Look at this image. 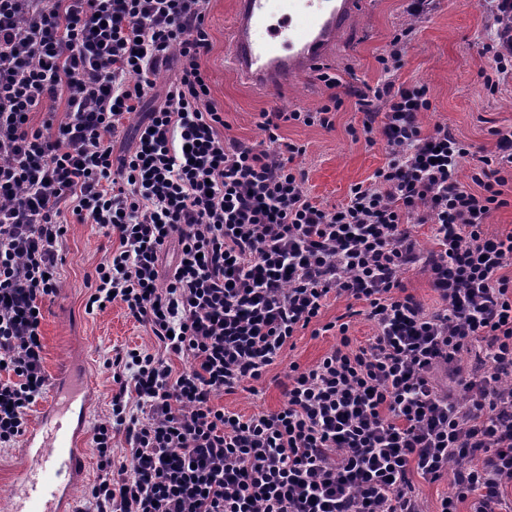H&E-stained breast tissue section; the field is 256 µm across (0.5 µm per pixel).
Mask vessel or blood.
Wrapping results in <instances>:
<instances>
[{
    "label": "vessel or blood",
    "mask_w": 512,
    "mask_h": 512,
    "mask_svg": "<svg viewBox=\"0 0 512 512\" xmlns=\"http://www.w3.org/2000/svg\"><path fill=\"white\" fill-rule=\"evenodd\" d=\"M369 6L368 0H234L225 64L264 95L328 67L338 32ZM78 365L66 367L31 426L25 447L36 466L24 470L7 499V512H61L85 459L77 447L86 413L71 417L59 407L63 393L86 394L76 380Z\"/></svg>",
    "instance_id": "obj_1"
}]
</instances>
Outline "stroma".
<instances>
[{
    "mask_svg": "<svg viewBox=\"0 0 512 512\" xmlns=\"http://www.w3.org/2000/svg\"><path fill=\"white\" fill-rule=\"evenodd\" d=\"M233 3L209 2L211 47L202 66L213 97L224 107L228 136L257 143L265 136L259 125L261 113L312 111L323 103L327 91L313 75L290 84L273 102L228 71L224 58ZM489 24L480 0H436L425 19L408 16L405 0H376L372 12L354 19V50H336L333 69L343 77L348 92L333 117L332 128L285 123L279 129L282 141L304 149L295 163L306 175L305 188L313 202L328 208L345 203L352 185L369 182L385 165L382 142L369 145L353 136L364 120L355 93L365 86H376L382 77L378 58L396 31L405 27L412 28L413 34L396 81L427 87L431 108L420 117L423 128L445 123L457 138L475 146L476 156L462 158L458 167L459 179L469 182L477 155H489L496 149L494 130L512 127V77L493 95L481 86L480 73L488 64L481 53V41ZM117 245L116 238L106 236L99 225L68 222L61 244L63 262L58 268L60 293L45 301L41 323L47 378H54L58 366L67 361L83 367L87 427L91 430L111 411L116 356L132 348L151 353L159 350L149 328L129 317L122 302L93 312L86 309L95 289V268ZM338 341L332 331L318 334L310 327L299 330L292 346L268 368L257 393L238 388L220 394L216 405L245 416L279 409L284 402L280 383L289 364L315 365Z\"/></svg>",
    "mask_w": 512,
    "mask_h": 512,
    "instance_id": "stroma-1",
    "label": "stroma"
}]
</instances>
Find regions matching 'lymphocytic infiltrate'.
<instances>
[{
    "label": "lymphocytic infiltrate",
    "mask_w": 512,
    "mask_h": 512,
    "mask_svg": "<svg viewBox=\"0 0 512 512\" xmlns=\"http://www.w3.org/2000/svg\"><path fill=\"white\" fill-rule=\"evenodd\" d=\"M208 5L0 0V444L24 434L45 391L40 311L59 293L69 212L118 240L89 306L123 302L160 347L115 359L124 373L94 432L92 512H423L418 476L451 479L439 512H512V231H488L512 182V130L497 131L495 154L462 183L470 145L446 124L423 129L426 86L395 83L411 35L402 29L379 59L381 82L357 93L361 133L382 139L387 162L345 204L320 206L293 165L302 147L277 131L331 127L341 78L321 74L329 94L315 110L264 113L260 143L227 137L201 65ZM487 8L481 78L493 94L512 75V0ZM171 60L176 76L155 96L153 76ZM135 112L134 142L115 153ZM420 224L431 229L426 252ZM414 267L438 310L403 286ZM332 296L364 304L367 346L352 347L348 322L327 323L338 344L314 366L290 364L279 410L215 406L261 381ZM464 354L470 367L442 387L437 371ZM173 356L189 369L174 372Z\"/></svg>",
    "instance_id": "lymphocytic-infiltrate-1"
}]
</instances>
